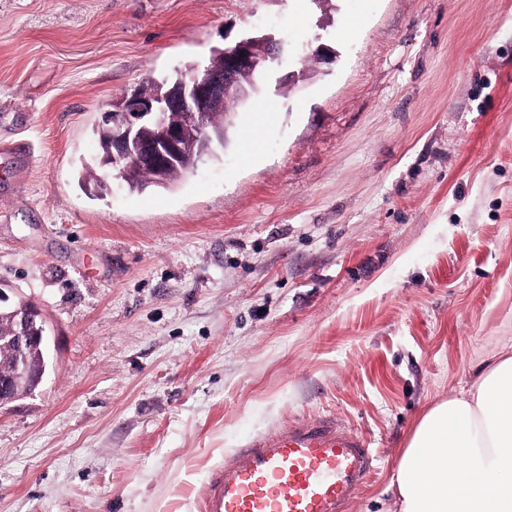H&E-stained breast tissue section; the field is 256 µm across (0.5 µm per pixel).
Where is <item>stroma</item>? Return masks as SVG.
<instances>
[{"mask_svg": "<svg viewBox=\"0 0 512 512\" xmlns=\"http://www.w3.org/2000/svg\"><path fill=\"white\" fill-rule=\"evenodd\" d=\"M256 32L289 43L269 123L236 108L170 189L82 190L109 103ZM2 141L0 283L47 370L0 408V512H194L323 414L379 453L352 512H399L422 412L512 351V0H0Z\"/></svg>", "mask_w": 512, "mask_h": 512, "instance_id": "1", "label": "stroma"}]
</instances>
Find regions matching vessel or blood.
Here are the masks:
<instances>
[{"label": "vessel or blood", "mask_w": 512, "mask_h": 512, "mask_svg": "<svg viewBox=\"0 0 512 512\" xmlns=\"http://www.w3.org/2000/svg\"><path fill=\"white\" fill-rule=\"evenodd\" d=\"M378 461L371 441L335 416L295 420L225 454L200 512H348Z\"/></svg>", "instance_id": "obj_1"}]
</instances>
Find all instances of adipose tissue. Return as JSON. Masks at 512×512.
<instances>
[{"mask_svg":"<svg viewBox=\"0 0 512 512\" xmlns=\"http://www.w3.org/2000/svg\"><path fill=\"white\" fill-rule=\"evenodd\" d=\"M392 484L400 512H512V356L422 415Z\"/></svg>","mask_w":512,"mask_h":512,"instance_id":"ef3b65f1","label":"adipose tissue"}]
</instances>
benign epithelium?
Returning a JSON list of instances; mask_svg holds the SVG:
<instances>
[{
    "mask_svg": "<svg viewBox=\"0 0 512 512\" xmlns=\"http://www.w3.org/2000/svg\"><path fill=\"white\" fill-rule=\"evenodd\" d=\"M261 40L272 65L283 60L287 45L271 35L259 38L242 37L224 47V68L196 67L179 78L155 97H146L135 87L124 94L118 106H107L104 122L112 124V150L105 168L109 189H122L123 181L138 166L167 168L180 162L178 140L180 131L165 127L168 112H182L193 124L202 122L213 104L237 85L239 73L258 68L254 44ZM14 319L17 335L9 343L17 351L14 372L0 377V408L19 397L33 392L46 373V325L34 304L13 301L8 289L0 286V316Z\"/></svg>",
    "mask_w": 512,
    "mask_h": 512,
    "instance_id": "benign-epithelium-1",
    "label": "benign epithelium"
}]
</instances>
